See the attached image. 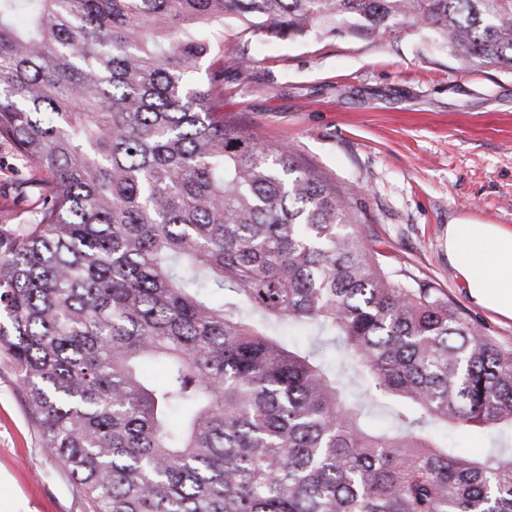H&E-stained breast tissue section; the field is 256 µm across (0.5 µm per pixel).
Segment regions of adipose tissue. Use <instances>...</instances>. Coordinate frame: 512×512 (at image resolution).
Wrapping results in <instances>:
<instances>
[{
    "label": "adipose tissue",
    "mask_w": 512,
    "mask_h": 512,
    "mask_svg": "<svg viewBox=\"0 0 512 512\" xmlns=\"http://www.w3.org/2000/svg\"><path fill=\"white\" fill-rule=\"evenodd\" d=\"M448 259L471 301L512 320V228L457 223L448 227Z\"/></svg>",
    "instance_id": "1"
}]
</instances>
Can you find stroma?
Here are the masks:
<instances>
[{
  "label": "stroma",
  "mask_w": 512,
  "mask_h": 512,
  "mask_svg": "<svg viewBox=\"0 0 512 512\" xmlns=\"http://www.w3.org/2000/svg\"><path fill=\"white\" fill-rule=\"evenodd\" d=\"M219 38L225 122L289 146L337 188L355 187L356 219L387 270L442 288L512 343V321L470 301L447 248L452 223L512 228V72L461 68L422 33L279 40L228 23ZM21 175L0 144V224L22 223L34 208L36 191L19 190ZM0 475L26 512H87L1 354Z\"/></svg>",
  "instance_id": "1"
}]
</instances>
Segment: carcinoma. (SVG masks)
<instances>
[{"label": "carcinoma", "instance_id": "cac0c4a2", "mask_svg": "<svg viewBox=\"0 0 512 512\" xmlns=\"http://www.w3.org/2000/svg\"><path fill=\"white\" fill-rule=\"evenodd\" d=\"M227 20L512 70V0H0V143L38 193L0 224V352L44 447L90 512H512V450L434 435L512 430V346L393 279L353 189L225 124L224 73L190 75Z\"/></svg>", "mask_w": 512, "mask_h": 512}]
</instances>
